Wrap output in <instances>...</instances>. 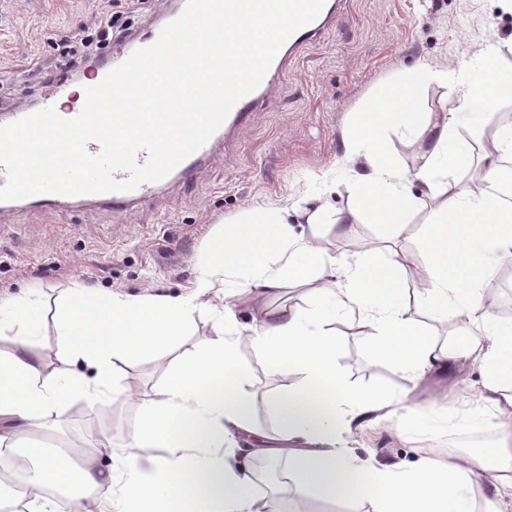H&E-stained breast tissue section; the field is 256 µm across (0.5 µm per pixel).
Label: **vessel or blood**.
I'll return each instance as SVG.
<instances>
[{
	"mask_svg": "<svg viewBox=\"0 0 512 512\" xmlns=\"http://www.w3.org/2000/svg\"><path fill=\"white\" fill-rule=\"evenodd\" d=\"M338 10L337 0H325L324 6L315 20L296 31L281 47L275 56L265 78L260 86L252 93L243 97L233 107L228 117L221 126L222 131H229L243 126L248 113L260 99L265 98L275 86L288 57L294 55L302 46L319 37L325 28L334 20ZM160 34L159 29H152L147 35H131L127 43L116 46L112 52L113 64H121L135 50L147 47L155 43ZM159 188L158 183L148 182L128 192L107 193V201L123 206L139 199H148Z\"/></svg>",
	"mask_w": 512,
	"mask_h": 512,
	"instance_id": "1",
	"label": "vessel or blood"
}]
</instances>
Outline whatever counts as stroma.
I'll return each mask as SVG.
<instances>
[{"mask_svg": "<svg viewBox=\"0 0 512 512\" xmlns=\"http://www.w3.org/2000/svg\"><path fill=\"white\" fill-rule=\"evenodd\" d=\"M96 9L95 0H0V72L6 76L0 82V112L52 95V88L42 82L40 65L54 62L55 41L90 23ZM489 44L501 49L500 67L512 69V0H342L335 25L289 58L273 92L252 108L246 128L218 141L198 176L162 189L126 213L95 202L59 207L38 201L1 209L0 297L36 289L32 346L54 361L65 352L55 308L69 288L178 295L192 286L206 242L225 220L302 197L309 207L325 204L348 213L364 170L343 158L358 112L382 84L424 65L467 70ZM460 94L455 81L432 82L416 110L447 117L456 110ZM324 174L335 177V191L322 193L318 178ZM431 215L428 209L412 215L396 237L381 224L342 228L328 220L305 225L304 231L328 254L352 262L363 258L368 242H395L412 265L402 273L405 287L412 288L414 270L426 260L421 227ZM490 286L495 290L493 323L502 336L512 337V269L500 268ZM308 303L307 291L292 280L257 302L270 310ZM254 305L237 309L239 360L246 390L264 408L263 414L253 415L252 425L272 434L276 421L271 395L294 389L302 376L292 370L278 380L268 378L252 341ZM220 326L221 300L215 297L196 312L185 336L136 363L119 365V394L109 406L73 399L62 421L51 424L42 440L59 452L68 438L81 437L91 426L108 436L114 449H121L138 426L145 403L170 384L174 362L193 353ZM332 326L336 363L348 388L379 392L403 400L417 416H435L422 432L402 431L382 421L349 437L359 460H398L412 466L430 449L444 451L465 440L467 428L452 426L444 417L451 410L449 393L463 384L480 389L477 367L437 373L419 383L406 369L372 358L371 342L357 319L339 313ZM271 462L278 477L260 481L258 491L279 512H366L373 495L371 476H364L355 501L320 490L300 497L292 484L294 457L282 453Z\"/></svg>", "mask_w": 512, "mask_h": 512, "instance_id": "stroma-1", "label": "stroma"}]
</instances>
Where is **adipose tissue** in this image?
Instances as JSON below:
<instances>
[{
	"instance_id": "obj_1",
	"label": "adipose tissue",
	"mask_w": 512,
	"mask_h": 512,
	"mask_svg": "<svg viewBox=\"0 0 512 512\" xmlns=\"http://www.w3.org/2000/svg\"><path fill=\"white\" fill-rule=\"evenodd\" d=\"M496 56L495 46L485 48V77L464 80L459 111L442 120H419L414 110L424 87L442 78V71L423 66L386 84L360 113L345 153L347 162L361 159L366 166L347 221L383 224L398 235L409 213L424 208L426 199L437 200L438 217L423 230L427 261L417 299L422 309L467 322V330L438 346L406 308L404 256L390 249L381 259L352 263L328 255L288 222L295 212L317 223L325 208L307 213L298 203L226 220L223 231L208 240L204 264L187 293L69 289L56 309L66 356L54 365L31 349L37 325L29 304L21 298L0 302V341L13 346L0 354V467L11 462L8 449L27 448L34 460L28 512H171V492L182 485L194 496L195 512H259L255 475L239 458L273 449L266 433L245 448L235 439L251 431L256 409L238 368V303L274 292L283 278L303 281L314 272L321 284L312 290L310 306L263 312L253 336L270 377L291 368L304 376L280 401L279 433L297 444L296 494L327 488L346 497L357 477L369 471L378 487L370 512H502L504 500L512 499V339L488 330L491 317L481 286L512 259V172L499 163L512 156V135L484 132L488 164L476 193L459 187L468 157L457 140L473 109L490 111L512 96V71L498 68ZM397 129L421 144L420 162L409 173L386 148L388 131ZM220 282L235 295L222 308L221 331L178 363L173 383L146 404L141 425L110 466L101 465L103 450L95 438L78 464L45 455L34 436L46 429L52 413L66 412L75 396L107 405L116 395V360L137 361L182 336ZM328 304L367 328L380 361L422 374L465 360L477 366L483 383L476 409L493 423L494 444L445 458L431 452L412 468L395 461L372 469L359 461L344 438L379 420L389 399L343 384L324 310ZM79 361L86 373L74 370ZM72 480L87 492L69 507L41 497L43 487ZM479 486L489 490L480 501Z\"/></svg>"
}]
</instances>
